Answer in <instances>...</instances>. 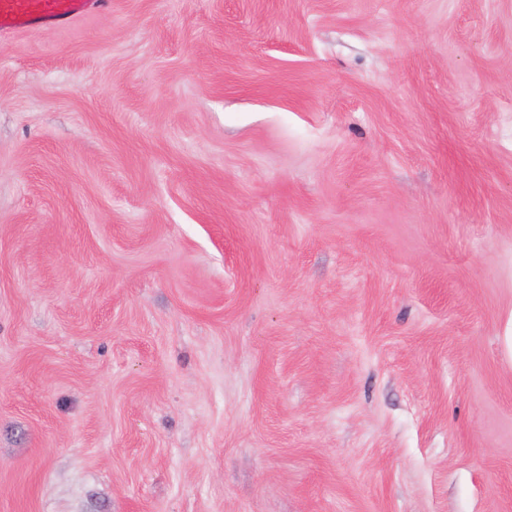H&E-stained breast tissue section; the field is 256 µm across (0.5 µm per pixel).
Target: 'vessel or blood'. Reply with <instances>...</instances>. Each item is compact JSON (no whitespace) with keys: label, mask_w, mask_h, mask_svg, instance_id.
<instances>
[{"label":"vessel or blood","mask_w":512,"mask_h":512,"mask_svg":"<svg viewBox=\"0 0 512 512\" xmlns=\"http://www.w3.org/2000/svg\"><path fill=\"white\" fill-rule=\"evenodd\" d=\"M98 0H0V32L57 26L94 9Z\"/></svg>","instance_id":"b4317fda"}]
</instances>
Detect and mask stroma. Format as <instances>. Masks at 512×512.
I'll return each mask as SVG.
<instances>
[{"label":"stroma","mask_w":512,"mask_h":512,"mask_svg":"<svg viewBox=\"0 0 512 512\" xmlns=\"http://www.w3.org/2000/svg\"><path fill=\"white\" fill-rule=\"evenodd\" d=\"M0 512H512V0L0 34Z\"/></svg>","instance_id":"1"}]
</instances>
